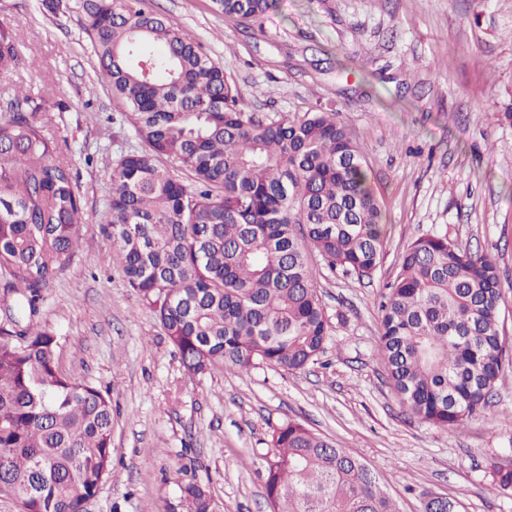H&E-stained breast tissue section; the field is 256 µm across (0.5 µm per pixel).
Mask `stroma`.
Returning a JSON list of instances; mask_svg holds the SVG:
<instances>
[{
    "label": "stroma",
    "instance_id": "1",
    "mask_svg": "<svg viewBox=\"0 0 512 512\" xmlns=\"http://www.w3.org/2000/svg\"><path fill=\"white\" fill-rule=\"evenodd\" d=\"M197 39L262 117L338 112L364 150L386 211L372 277L311 275L329 321L317 364L188 374L138 292L108 258L113 167L138 142L99 74L75 0H0L21 59L0 87L45 99L42 120L82 198L79 246L43 288L38 320L61 338L60 370L112 398V470L85 512H186L176 482L219 512H270L273 426L303 422L362 459L399 512L435 497L455 512H512L493 480L512 455V0H274L256 21L213 0H148ZM447 231L501 270L504 372L488 406L456 432L419 422L391 391L380 303L403 252ZM181 503L188 512H216V504L206 485L196 481L178 480Z\"/></svg>",
    "mask_w": 512,
    "mask_h": 512
}]
</instances>
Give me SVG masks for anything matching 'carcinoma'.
<instances>
[{
    "label": "carcinoma",
    "instance_id": "carcinoma-1",
    "mask_svg": "<svg viewBox=\"0 0 512 512\" xmlns=\"http://www.w3.org/2000/svg\"><path fill=\"white\" fill-rule=\"evenodd\" d=\"M144 0H80L98 69L140 147L112 171L107 236L122 272L192 375L218 364L297 371L329 324L312 254L343 275L376 270L386 227L361 146L339 113L263 118L179 24ZM254 20L273 0H213ZM20 60L0 25V73ZM0 114V488L22 512H83L112 467V399L58 366L59 337L37 320L42 288L72 256L82 200L72 167L19 89ZM381 305L387 379L419 421L455 431L502 376L500 271L430 232L401 256ZM271 512H398L372 470L288 420L273 429ZM494 482L512 490V462ZM188 512H216L207 486L177 481Z\"/></svg>",
    "mask_w": 512,
    "mask_h": 512
}]
</instances>
